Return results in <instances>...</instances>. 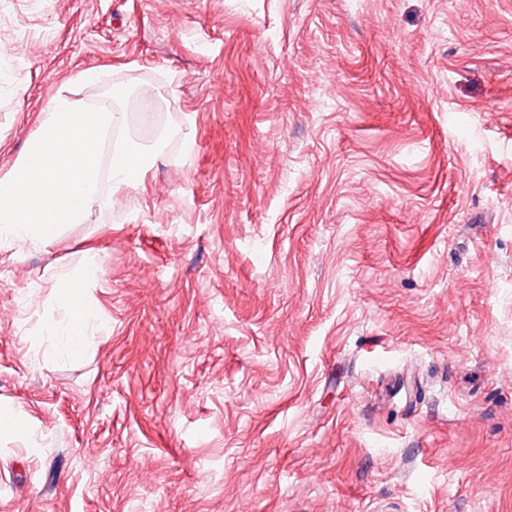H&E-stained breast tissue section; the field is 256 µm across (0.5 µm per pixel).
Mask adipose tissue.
I'll return each mask as SVG.
<instances>
[{
    "label": "adipose tissue",
    "mask_w": 512,
    "mask_h": 512,
    "mask_svg": "<svg viewBox=\"0 0 512 512\" xmlns=\"http://www.w3.org/2000/svg\"><path fill=\"white\" fill-rule=\"evenodd\" d=\"M101 274V268L96 263L83 265L77 274L63 281L57 288L55 299L68 313L69 341L65 346L68 356L77 358L82 356L83 335L89 321L94 316V311L82 295L81 288L85 282L97 279Z\"/></svg>",
    "instance_id": "ef3b65f1"
}]
</instances>
